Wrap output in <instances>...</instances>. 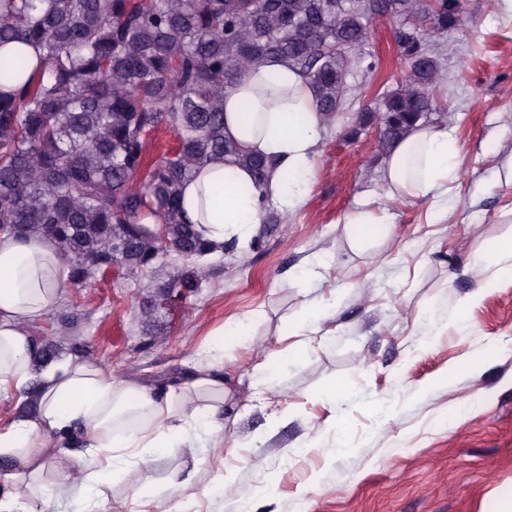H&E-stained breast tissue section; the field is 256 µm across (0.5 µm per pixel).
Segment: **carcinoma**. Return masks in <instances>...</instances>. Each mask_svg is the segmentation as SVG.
Returning <instances> with one entry per match:
<instances>
[{"instance_id":"cac0c4a2","label":"carcinoma","mask_w":512,"mask_h":512,"mask_svg":"<svg viewBox=\"0 0 512 512\" xmlns=\"http://www.w3.org/2000/svg\"><path fill=\"white\" fill-rule=\"evenodd\" d=\"M395 22L407 72L379 112L393 143L435 111L439 62L427 38L460 29L461 0H0V48L29 42L43 65L0 94V231L55 240L79 284L155 261L145 225L164 226L170 249L208 252L179 209L183 184L205 163L237 154L224 137V90L270 58L311 84L331 117L347 92L352 52L372 23ZM167 125L176 152L145 167V131Z\"/></svg>"}]
</instances>
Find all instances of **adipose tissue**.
Returning <instances> with one entry per match:
<instances>
[{
    "instance_id": "adipose-tissue-1",
    "label": "adipose tissue",
    "mask_w": 512,
    "mask_h": 512,
    "mask_svg": "<svg viewBox=\"0 0 512 512\" xmlns=\"http://www.w3.org/2000/svg\"><path fill=\"white\" fill-rule=\"evenodd\" d=\"M327 123L310 84L288 64L270 59L252 67L224 94V135L237 155L209 161L181 190V207L212 253L244 247L265 204L296 207L312 175ZM454 131L418 122L393 143L382 182L389 196L431 198L432 223L446 215L439 202L454 179ZM271 160L263 182L241 161ZM352 249L377 246L384 219L361 207L348 214ZM71 266L53 240L40 233L0 234V388L34 398L0 430V512H18L22 493L41 498L77 484L104 497L124 477V457L137 449L171 455L188 429L217 430L224 374L216 359L200 363L183 386L154 394L129 374L123 381L96 363L73 357L43 360L33 327L59 302Z\"/></svg>"
}]
</instances>
